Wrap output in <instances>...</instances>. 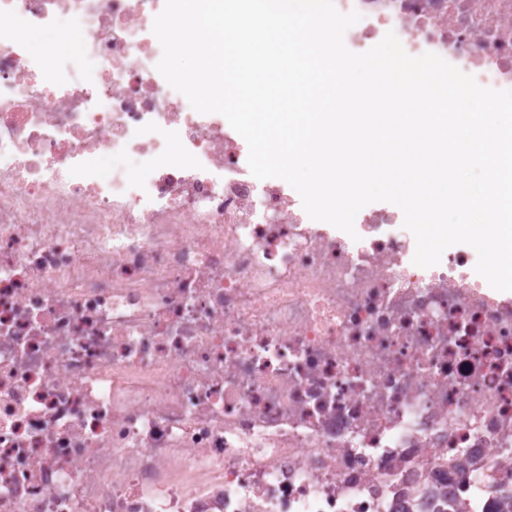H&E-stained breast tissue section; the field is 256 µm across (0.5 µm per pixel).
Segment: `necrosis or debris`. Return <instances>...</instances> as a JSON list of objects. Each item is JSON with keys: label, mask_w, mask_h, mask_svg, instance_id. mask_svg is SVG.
Wrapping results in <instances>:
<instances>
[{"label": "necrosis or debris", "mask_w": 512, "mask_h": 512, "mask_svg": "<svg viewBox=\"0 0 512 512\" xmlns=\"http://www.w3.org/2000/svg\"><path fill=\"white\" fill-rule=\"evenodd\" d=\"M333 2L512 89V0ZM164 7L0 0V512H512V292L256 179L158 72ZM62 19L81 55L33 54Z\"/></svg>", "instance_id": "necrosis-or-debris-1"}]
</instances>
